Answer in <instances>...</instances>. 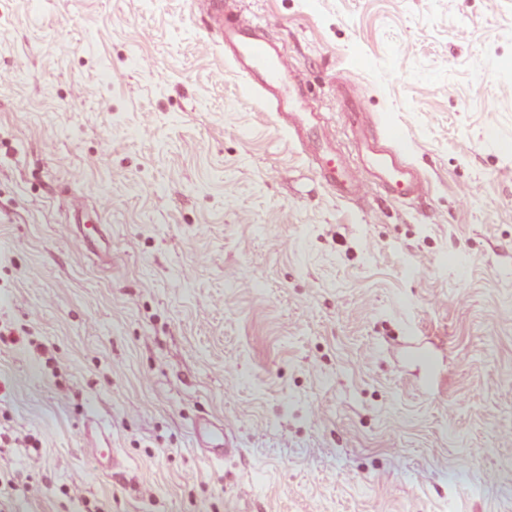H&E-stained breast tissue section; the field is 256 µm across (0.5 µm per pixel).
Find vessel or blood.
Segmentation results:
<instances>
[{
  "instance_id": "b4317fda",
  "label": "vessel or blood",
  "mask_w": 512,
  "mask_h": 512,
  "mask_svg": "<svg viewBox=\"0 0 512 512\" xmlns=\"http://www.w3.org/2000/svg\"><path fill=\"white\" fill-rule=\"evenodd\" d=\"M204 3L208 33L229 50L234 71L248 86L274 99L277 111L287 119L289 133L306 147L326 186L347 198L362 196L372 186L396 198L409 199L421 193V177L404 155L400 130L364 123L360 110L348 112L362 162L361 168L352 167L335 142L322 136L325 117L307 103L279 44L269 39L262 27L226 14L224 0Z\"/></svg>"
}]
</instances>
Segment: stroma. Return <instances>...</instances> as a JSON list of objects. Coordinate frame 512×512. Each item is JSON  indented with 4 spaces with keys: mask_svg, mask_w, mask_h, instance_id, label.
<instances>
[{
    "mask_svg": "<svg viewBox=\"0 0 512 512\" xmlns=\"http://www.w3.org/2000/svg\"><path fill=\"white\" fill-rule=\"evenodd\" d=\"M224 10L424 192L327 188L198 0H0V512H512V0Z\"/></svg>",
    "mask_w": 512,
    "mask_h": 512,
    "instance_id": "stroma-1",
    "label": "stroma"
}]
</instances>
